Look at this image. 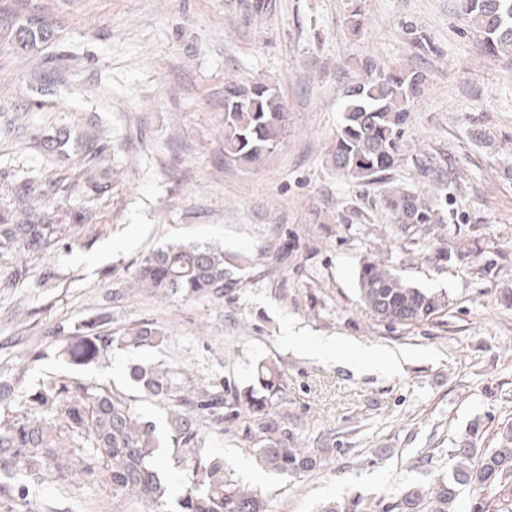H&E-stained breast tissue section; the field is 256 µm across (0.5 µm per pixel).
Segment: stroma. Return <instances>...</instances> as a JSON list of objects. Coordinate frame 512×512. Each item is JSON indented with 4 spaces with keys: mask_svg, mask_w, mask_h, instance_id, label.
<instances>
[{
    "mask_svg": "<svg viewBox=\"0 0 512 512\" xmlns=\"http://www.w3.org/2000/svg\"><path fill=\"white\" fill-rule=\"evenodd\" d=\"M15 2L47 15L54 34L29 55L0 48V213L34 178L32 204L61 207L77 236L67 251L0 256V368L22 370L26 384L65 371L58 327L105 308L109 329L154 320L168 332L159 347L84 368L107 384L125 386L128 366L149 360L184 385L242 388L259 361L280 362L288 426L323 450L320 468L265 472L236 421L208 442L227 479L261 490L267 512H318L354 496L375 512L448 476V450L475 420L486 427L481 447H497L512 423V306L501 299L512 289V67L487 55L458 0H265L261 12L255 0ZM355 9L365 18L356 36L346 26ZM368 59L426 73L393 180L447 196L449 245L475 239L498 251L492 274L473 255L433 259L432 234L398 235L376 189L332 167L343 94L366 79ZM253 78L275 82L288 136L271 160L244 168L224 160V83ZM47 134L69 135L68 160L45 151ZM93 143L112 185L101 197L72 182ZM420 154L443 158L445 175L418 168ZM353 204L367 216L345 222ZM177 242L222 245L243 288L217 302L135 289L105 307L145 254ZM367 255L447 295V311L407 328L374 321L358 290ZM21 267L29 277L19 283ZM291 331L398 353L400 368L364 371L349 352L289 346ZM30 349L41 358L23 364Z\"/></svg>",
    "mask_w": 512,
    "mask_h": 512,
    "instance_id": "1",
    "label": "stroma"
}]
</instances>
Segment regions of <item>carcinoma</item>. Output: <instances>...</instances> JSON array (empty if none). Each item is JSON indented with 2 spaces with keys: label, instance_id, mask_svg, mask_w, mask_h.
<instances>
[{
  "label": "carcinoma",
  "instance_id": "obj_1",
  "mask_svg": "<svg viewBox=\"0 0 512 512\" xmlns=\"http://www.w3.org/2000/svg\"><path fill=\"white\" fill-rule=\"evenodd\" d=\"M461 10L478 33L486 53L512 64V0H461ZM11 43L35 50L48 41L51 31L43 20L25 18L10 24ZM427 75L397 67L349 86L342 103L343 119L331 150V164L357 186L379 189L383 206L394 226L408 235L431 231L444 222L448 199L425 197L393 186L388 172L404 161V140L412 112L421 97ZM288 136V112L276 85L265 80L224 83V160L241 166L274 156ZM46 150L60 159L68 156L69 141L44 139ZM75 179L92 195L102 196L111 184L88 166ZM34 190L28 178L15 187L20 210L0 215V255H39L68 249L60 224V209H35L27 204ZM434 254L444 258L483 256L480 271L489 275L497 255L475 243L468 249L437 239ZM224 249L199 244H169L148 252L139 263L133 283L112 289L119 303L132 288H143L164 298L222 299L239 283L225 266ZM360 300L373 320L387 326H411L431 320L448 306L445 297L415 288L402 279L390 261L365 257L359 264ZM109 318L103 312L92 324L70 332L65 351L70 365L81 367L114 349L155 347L167 338L157 322L142 321L112 333L98 331ZM284 367L276 361L259 363L254 385L243 389L208 383L184 388L177 372L159 363L141 361L128 368L129 387L159 403L166 413V428L138 411L135 397L124 388L85 377L49 376L21 389L23 404L15 407L19 380L0 373V499L27 501L30 489L54 484L63 489L80 480L106 478L112 501L127 505L124 512H266L261 494L224 479V461L208 448L210 436L228 420H243L242 435L252 443L262 467L282 476L312 472L322 457L298 446L288 429V412L281 422L269 419L271 406L265 391L282 392ZM483 427L470 424L451 450L455 460L451 477L439 479L431 489H413L384 504L378 512H418L428 498L427 512H455L462 491L478 487L512 493V426L498 431L499 445L477 447ZM182 472V488L173 494L160 476L162 458ZM360 501L324 503L319 512H361Z\"/></svg>",
  "mask_w": 512,
  "mask_h": 512
}]
</instances>
